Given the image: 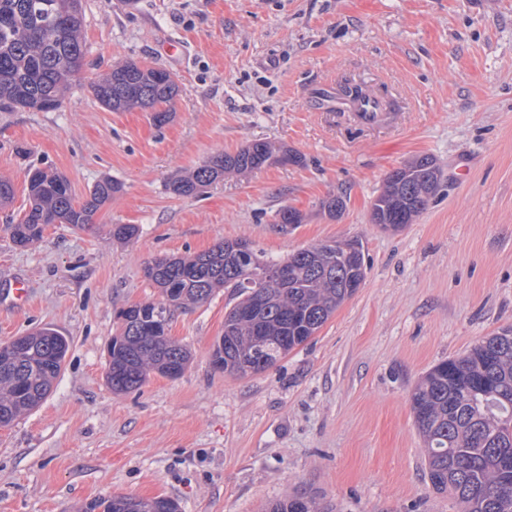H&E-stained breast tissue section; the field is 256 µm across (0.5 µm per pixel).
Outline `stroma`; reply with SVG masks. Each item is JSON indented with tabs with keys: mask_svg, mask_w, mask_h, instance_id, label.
<instances>
[{
	"mask_svg": "<svg viewBox=\"0 0 512 512\" xmlns=\"http://www.w3.org/2000/svg\"><path fill=\"white\" fill-rule=\"evenodd\" d=\"M87 53L54 112H0V343L41 327L70 340L48 397L0 427V512H81L103 496L167 497L180 512H260L296 493L328 512H457L434 492L411 394L436 364L512 326V0H84ZM181 44L179 55L164 51ZM132 59L174 73L172 122L112 112L92 86ZM390 105L356 124L323 101L341 85ZM296 165L228 175L200 195L165 185L218 152L258 141ZM436 159L439 190L417 220H370L387 175ZM50 167L77 198L102 177L123 193L85 229L49 225L33 246L6 229L25 174ZM344 196L336 219L320 208ZM302 224L280 228L279 213ZM115 224L136 238L113 239ZM243 238L267 256L359 240L356 294L269 370L233 378L211 351L234 300L220 291L175 311L169 334L191 360L113 392L117 313L160 301L145 268ZM25 279L29 300L10 288Z\"/></svg>",
	"mask_w": 512,
	"mask_h": 512,
	"instance_id": "35a3bbf8",
	"label": "stroma"
}]
</instances>
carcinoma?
I'll return each instance as SVG.
<instances>
[{"label": "carcinoma", "mask_w": 512, "mask_h": 512, "mask_svg": "<svg viewBox=\"0 0 512 512\" xmlns=\"http://www.w3.org/2000/svg\"><path fill=\"white\" fill-rule=\"evenodd\" d=\"M82 0H0V112H53L73 86L85 56L81 39ZM179 87L165 68L127 61L93 86L112 112L151 113L162 127L175 115ZM296 151L254 141L234 154L211 155L192 173L171 179L166 189L191 197L224 175H245L265 166L298 164ZM442 171L430 156L390 172L372 205L371 223L398 229L413 223L437 193ZM123 184L97 181L87 197L75 199L70 181L50 168L27 173L23 216L8 225L21 247L43 238L50 224L84 229L121 194ZM346 206L333 195L322 201L331 219ZM222 240L207 252L164 257L146 267L160 288L159 302L136 303L118 314L121 332L108 345L107 381L119 393L139 388L152 373L180 376L190 351L172 339L169 324L178 309L208 301L231 289L236 302L224 318L213 348L219 371L244 378L273 367L313 336L353 293L351 280L366 277L363 251L336 243L303 248L280 260L254 249L236 251ZM23 348L0 346V426L35 408L59 377L69 350L67 337L51 328L20 337ZM417 429L427 444L428 479L448 494L460 512H512V326L504 327L460 359L434 366L411 396ZM175 501L125 496L99 497L84 512H173ZM265 512H319L304 495L275 501Z\"/></svg>", "instance_id": "cac0c4a2"}]
</instances>
